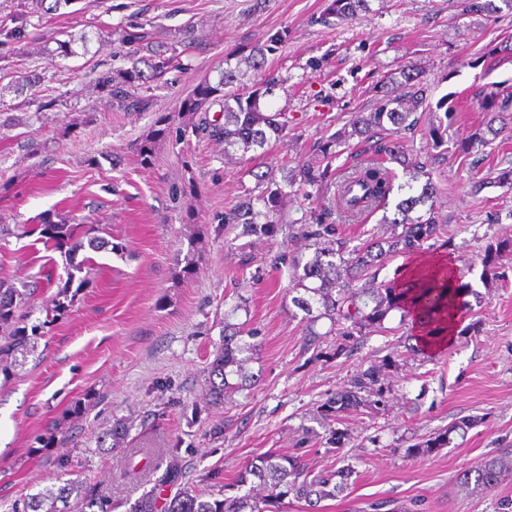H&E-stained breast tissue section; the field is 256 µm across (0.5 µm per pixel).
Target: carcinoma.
<instances>
[{"instance_id": "obj_1", "label": "carcinoma", "mask_w": 512, "mask_h": 512, "mask_svg": "<svg viewBox=\"0 0 512 512\" xmlns=\"http://www.w3.org/2000/svg\"><path fill=\"white\" fill-rule=\"evenodd\" d=\"M367 0H325L319 21L327 23L334 18L342 22L353 18L366 9ZM5 38L14 43H23L29 38L28 22L25 20L4 32ZM282 37L274 35L270 44L257 46L252 54L244 58L248 67L255 71L262 68L266 55L275 50ZM122 43L129 46L128 60L131 66L119 70L96 73L93 81L107 102L126 112H150L157 105L152 95L141 92L144 85L154 82L156 87L167 83L166 76L182 69L181 53L175 44H156L141 25H131L122 33ZM146 50L149 55L140 58L138 52ZM422 69L407 66L399 71V77L389 76L377 84L379 95L376 106L369 112H356L336 134L323 141L307 163L290 169L283 175L285 185L298 190L309 186L323 193L333 185L336 188L334 202L310 212L300 221L296 235L305 241L310 255L292 257L294 271L293 288L297 292L293 303L305 314L307 342H319L321 333L315 324L323 319L330 323V330H340L349 338L355 334L370 335L385 331L384 321L393 311L401 312V319L410 315V306L405 299L415 284L396 280H381L379 274L384 259L389 255L414 254L424 245L437 241L447 234L448 218L442 216L436 206V186L432 182L427 164L413 158L394 138L397 133L415 126L420 114L431 107L429 87L421 82ZM238 74L231 67L224 68L216 85L209 83L197 87L194 94L181 102L183 112H203L212 98L222 101L224 124L211 125L205 122L194 126L193 131H209V135L224 139V154L240 151L244 154L265 149L272 137L282 134L288 120L286 113L272 108L267 98L275 89L288 93L286 81L271 78L255 82L241 93L235 88ZM442 124L431 127L428 149L445 154L448 141L444 138ZM497 130L489 125L471 132L464 141L455 146L459 155H469L491 143L489 136ZM358 139L368 145V150L382 158V162L370 165L355 164L345 169L339 177L325 164V160L336 155V149ZM402 168L403 181L389 164ZM257 185H266L258 195L250 193L243 197L232 212L225 215L224 223L237 224L242 234H268L279 223L276 203L283 195L275 176L270 173L256 176ZM490 184L512 185V166L489 171L474 181L478 190ZM397 193L401 199L395 205L393 217H383L389 229L374 235L369 241L348 246L336 233V215L356 221L366 213L388 205L389 196ZM34 232L44 246L58 251L68 259L66 280L53 297L51 307L45 309L43 321L30 322L31 293L21 291L0 280V374L8 379L14 368L23 364V359L35 352L37 338L52 321L64 315L68 303L72 302L70 289L83 288L87 278L81 276L86 261H75V256L85 246L98 248L102 238L97 224H66L45 221L36 225ZM503 251L512 252V238H505L489 245L481 258L483 276H497L496 259ZM418 299L424 300L425 315L433 319L444 311L462 309L468 305L464 297L476 294L466 283L457 281L451 267L441 270L437 279L420 288ZM241 310L236 305L224 313L222 340L216 347L208 373L210 395L215 403L224 402V397L244 391L256 383L254 374L248 371L257 344L254 336L244 325L230 322V318ZM379 371L370 366L360 369L350 378L348 388L336 393V399L322 405L326 415L341 414L361 404V393L378 383ZM470 426L468 422L454 425L448 430L429 438L425 451L442 448L449 443V435ZM352 470L344 468L331 474L312 475L292 456L265 454L253 459L244 469L233 488L249 489L244 494L223 498L206 497L186 488L177 491L158 504V497L145 494L130 512H262L266 506L291 496L307 503L314 512L319 504L335 499L346 491ZM512 474V451L500 452L483 459L476 467L462 473L460 482L474 484L476 488L491 490ZM72 512H106L98 498L92 496L87 487L67 482L58 487L47 486L31 495L23 512H58L56 503Z\"/></svg>"}]
</instances>
